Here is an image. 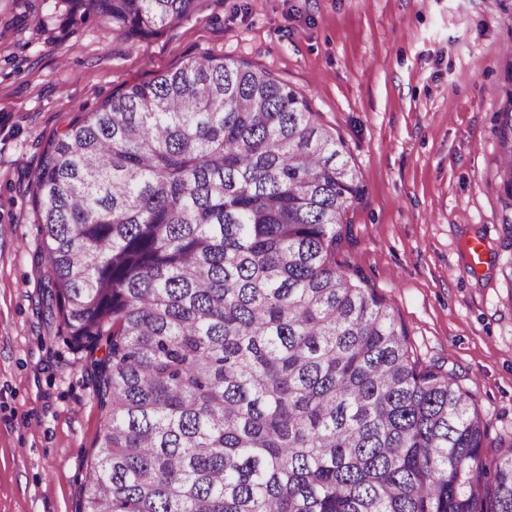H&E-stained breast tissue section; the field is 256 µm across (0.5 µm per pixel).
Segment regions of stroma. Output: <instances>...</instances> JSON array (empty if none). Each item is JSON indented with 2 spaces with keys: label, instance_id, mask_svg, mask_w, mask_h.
<instances>
[{
  "label": "stroma",
  "instance_id": "stroma-1",
  "mask_svg": "<svg viewBox=\"0 0 512 512\" xmlns=\"http://www.w3.org/2000/svg\"><path fill=\"white\" fill-rule=\"evenodd\" d=\"M512 17L498 0H199L128 38L61 0H0V512H78L102 410L48 301L28 191L46 144L113 92L209 55L302 93L362 189L337 264L388 304L420 367L453 370L512 435V247L493 116ZM485 244L469 271L465 245Z\"/></svg>",
  "mask_w": 512,
  "mask_h": 512
}]
</instances>
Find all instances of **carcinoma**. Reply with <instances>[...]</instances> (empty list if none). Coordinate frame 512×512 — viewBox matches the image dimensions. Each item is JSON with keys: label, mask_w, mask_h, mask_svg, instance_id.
I'll use <instances>...</instances> for the list:
<instances>
[{"label": "carcinoma", "mask_w": 512, "mask_h": 512, "mask_svg": "<svg viewBox=\"0 0 512 512\" xmlns=\"http://www.w3.org/2000/svg\"><path fill=\"white\" fill-rule=\"evenodd\" d=\"M145 38L197 0H64ZM494 115L512 207V45ZM67 343L103 410L80 512H512L452 370L336 263L342 139L247 60L208 56L72 121L32 183Z\"/></svg>", "instance_id": "obj_1"}]
</instances>
